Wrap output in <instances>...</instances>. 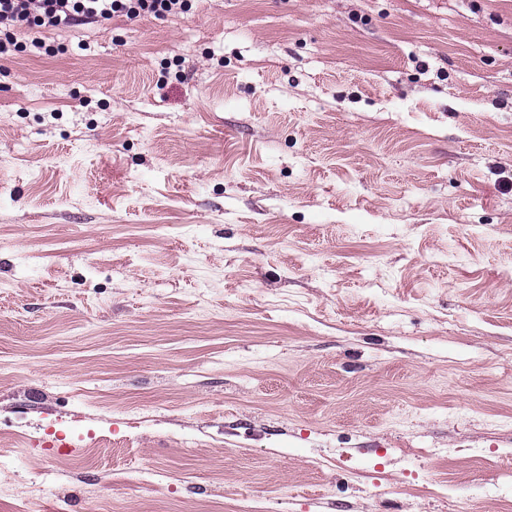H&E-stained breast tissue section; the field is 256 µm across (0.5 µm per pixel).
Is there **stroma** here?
Wrapping results in <instances>:
<instances>
[{"label":"stroma","instance_id":"1","mask_svg":"<svg viewBox=\"0 0 512 512\" xmlns=\"http://www.w3.org/2000/svg\"><path fill=\"white\" fill-rule=\"evenodd\" d=\"M0 60V512H512V0H195Z\"/></svg>","mask_w":512,"mask_h":512}]
</instances>
